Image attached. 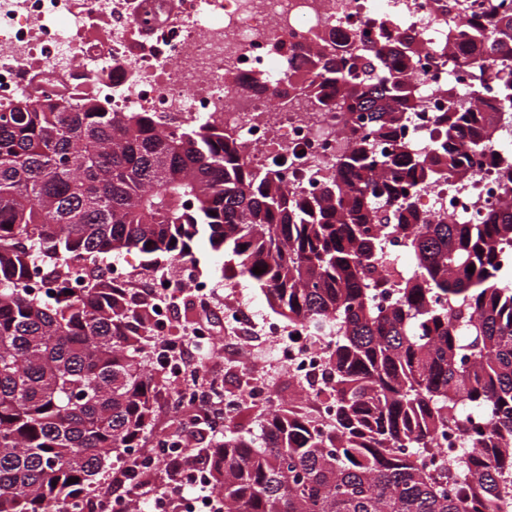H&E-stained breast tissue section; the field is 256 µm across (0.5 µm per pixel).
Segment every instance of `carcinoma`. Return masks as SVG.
Returning <instances> with one entry per match:
<instances>
[{
	"mask_svg": "<svg viewBox=\"0 0 512 512\" xmlns=\"http://www.w3.org/2000/svg\"><path fill=\"white\" fill-rule=\"evenodd\" d=\"M466 8L448 0V42L500 102L476 110L448 84L425 154L383 149L421 106L401 80L416 42L396 58L371 45L340 62L323 48L312 81L332 83L336 107L369 113L371 126L315 198L247 167L208 122L170 134L153 112L65 88L0 105V512H84L92 477L131 459L150 426L153 310L98 268L66 293L70 263L135 249L149 270L189 261L204 235L228 257L224 272L252 280L291 323L328 320L333 336L331 424L280 407L259 433L226 428L203 449L224 512H512V288L500 283L512 205L481 224H433L410 202L463 175V150L498 168L512 195V159L495 152L512 116V15L486 0L487 26L465 29L455 20ZM379 174L381 204L368 193ZM394 242L415 260L397 280L379 271ZM36 259L42 291L29 285ZM393 289L390 308L375 306L373 291ZM472 413L481 424H466ZM453 427L475 452L428 458Z\"/></svg>",
	"mask_w": 512,
	"mask_h": 512,
	"instance_id": "carcinoma-1",
	"label": "carcinoma"
}]
</instances>
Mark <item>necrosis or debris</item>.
<instances>
[{
    "label": "necrosis or debris",
    "instance_id": "4bbe7bcc",
    "mask_svg": "<svg viewBox=\"0 0 512 512\" xmlns=\"http://www.w3.org/2000/svg\"><path fill=\"white\" fill-rule=\"evenodd\" d=\"M445 15L432 0H0V101L39 90L28 75L42 67L64 78L74 96L93 91L113 108L162 115L163 128L205 121L233 132L248 167L268 169L288 189L318 195L337 158L351 147L361 119L324 107L317 95L291 92L287 106L275 98L288 79L306 74L303 50L313 33H326L336 56L355 44H396L409 35L421 47L407 77L422 106L405 130L416 152L437 139L438 113L447 111L446 87L470 90L446 50ZM297 43L283 59L277 41ZM465 181L443 182L417 200L430 219L479 224L505 198L497 173L469 159ZM266 340L276 343L274 364L233 346L251 379L245 393L224 396V420L234 422L243 404L268 410L274 377L299 383L301 406L318 422H331L332 405L319 396L331 337L314 324L284 326L263 319Z\"/></svg>",
    "mask_w": 512,
    "mask_h": 512
}]
</instances>
